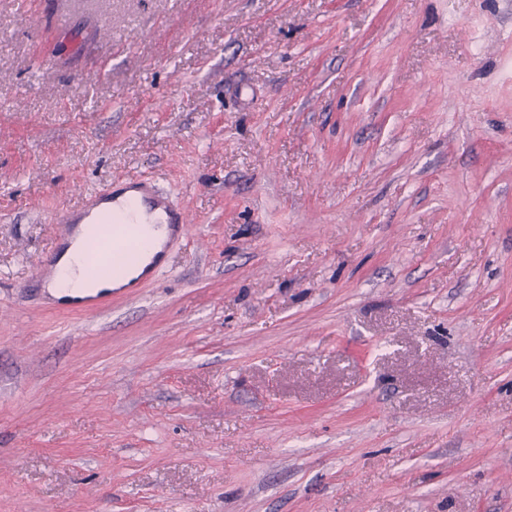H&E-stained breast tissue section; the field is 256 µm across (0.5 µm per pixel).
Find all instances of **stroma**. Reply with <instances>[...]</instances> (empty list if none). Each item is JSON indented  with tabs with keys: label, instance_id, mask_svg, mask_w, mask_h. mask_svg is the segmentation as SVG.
Returning a JSON list of instances; mask_svg holds the SVG:
<instances>
[{
	"label": "stroma",
	"instance_id": "stroma-1",
	"mask_svg": "<svg viewBox=\"0 0 512 512\" xmlns=\"http://www.w3.org/2000/svg\"><path fill=\"white\" fill-rule=\"evenodd\" d=\"M136 176L185 238L58 312ZM0 512H512V0H0ZM94 225L96 224H80L71 244L58 258L57 264L61 267V272L80 265L84 250L94 232ZM111 287L112 282L106 284L103 282L97 283L94 294L99 292L97 295L93 297L86 298H65L59 304V309L65 312L72 313H84V312H94L99 308V303H96L100 298L106 296L108 294H112V291L105 292L102 288Z\"/></svg>",
	"mask_w": 512,
	"mask_h": 512
}]
</instances>
